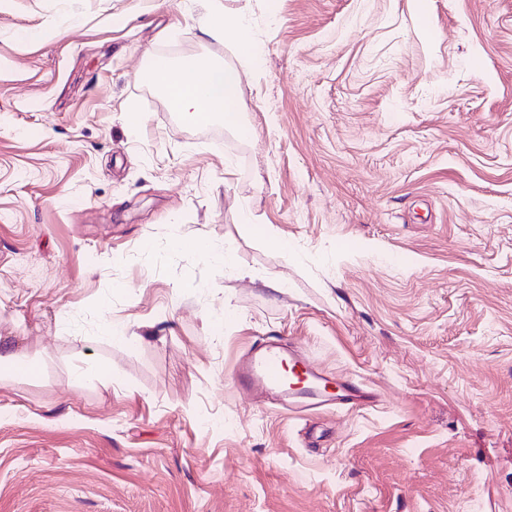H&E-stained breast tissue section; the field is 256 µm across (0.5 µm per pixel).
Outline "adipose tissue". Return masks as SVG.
<instances>
[{
    "mask_svg": "<svg viewBox=\"0 0 512 512\" xmlns=\"http://www.w3.org/2000/svg\"><path fill=\"white\" fill-rule=\"evenodd\" d=\"M148 77L162 90L170 110L185 120L202 124L219 116L225 127L248 134L249 128L237 109L242 81L237 67L219 65L206 57L179 67L159 61Z\"/></svg>",
    "mask_w": 512,
    "mask_h": 512,
    "instance_id": "ef3b65f1",
    "label": "adipose tissue"
}]
</instances>
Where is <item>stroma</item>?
Segmentation results:
<instances>
[{"mask_svg": "<svg viewBox=\"0 0 512 512\" xmlns=\"http://www.w3.org/2000/svg\"><path fill=\"white\" fill-rule=\"evenodd\" d=\"M213 7L247 137L143 77ZM0 344V512H512V0H0ZM174 246L197 255L208 256L215 261L224 260V249L222 247L217 248L201 238L178 239L174 242ZM286 366L296 380L286 382ZM233 374L240 392L258 399L283 401L293 409L309 410L332 404L350 408L375 399L361 382L335 377L300 349L286 348L276 341L251 348L236 361Z\"/></svg>", "mask_w": 512, "mask_h": 512, "instance_id": "stroma-1", "label": "stroma"}]
</instances>
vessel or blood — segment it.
Segmentation results:
<instances>
[{
	"label": "vessel or blood",
	"instance_id": "1",
	"mask_svg": "<svg viewBox=\"0 0 512 512\" xmlns=\"http://www.w3.org/2000/svg\"><path fill=\"white\" fill-rule=\"evenodd\" d=\"M233 374L240 392L283 401L293 409L309 410L332 404L355 407L373 398L362 383L334 376L303 351L276 341L251 348L236 361Z\"/></svg>",
	"mask_w": 512,
	"mask_h": 512
}]
</instances>
